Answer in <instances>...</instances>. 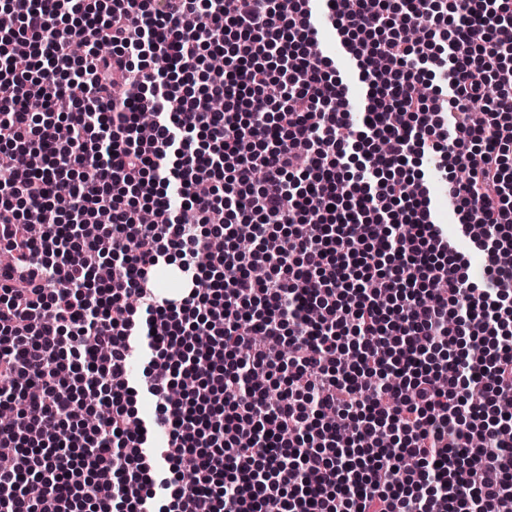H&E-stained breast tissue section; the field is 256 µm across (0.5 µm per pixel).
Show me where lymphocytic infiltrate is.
Listing matches in <instances>:
<instances>
[{
  "mask_svg": "<svg viewBox=\"0 0 512 512\" xmlns=\"http://www.w3.org/2000/svg\"><path fill=\"white\" fill-rule=\"evenodd\" d=\"M308 2L0 0L7 512H512L497 413L512 396V90L497 82L512 0H320L368 86L358 122ZM427 157L467 173L445 194L479 276L434 220ZM101 217L104 232L78 235ZM243 222L252 249L209 251ZM174 260L170 298L151 272ZM257 365L287 387L248 385ZM136 390L156 407L133 431ZM156 425L168 444L149 462Z\"/></svg>",
  "mask_w": 512,
  "mask_h": 512,
  "instance_id": "obj_1",
  "label": "lymphocytic infiltrate"
}]
</instances>
